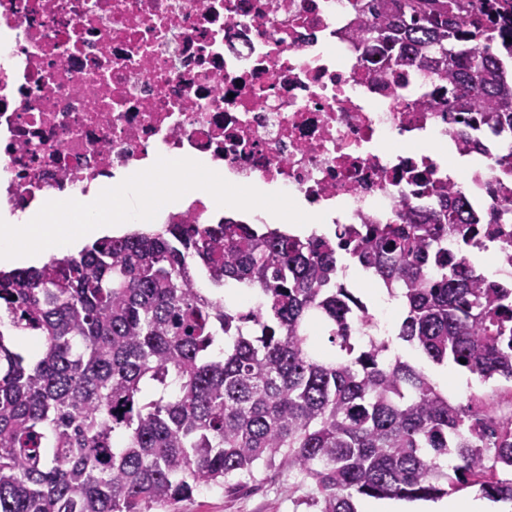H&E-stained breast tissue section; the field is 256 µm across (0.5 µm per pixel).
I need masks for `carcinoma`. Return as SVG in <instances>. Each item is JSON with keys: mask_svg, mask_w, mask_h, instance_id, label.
Listing matches in <instances>:
<instances>
[{"mask_svg": "<svg viewBox=\"0 0 512 512\" xmlns=\"http://www.w3.org/2000/svg\"><path fill=\"white\" fill-rule=\"evenodd\" d=\"M355 9L378 71L444 76L448 111L512 132V0ZM402 220L334 239L177 221L0 272V512H175L261 464L310 483L311 512L462 487L512 503L502 392L451 401L363 327L366 304L336 279L342 252L404 298L403 346L512 382V285L448 256V236L462 248L476 233L465 201ZM231 282L260 311L227 306ZM6 328L38 346L17 352Z\"/></svg>", "mask_w": 512, "mask_h": 512, "instance_id": "obj_1", "label": "carcinoma"}]
</instances>
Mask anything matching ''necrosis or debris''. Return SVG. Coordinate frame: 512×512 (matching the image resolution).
Segmentation results:
<instances>
[{"mask_svg": "<svg viewBox=\"0 0 512 512\" xmlns=\"http://www.w3.org/2000/svg\"><path fill=\"white\" fill-rule=\"evenodd\" d=\"M354 0H0V200L188 157L283 191L337 227L393 224L403 203L462 195L512 282V136L437 109L441 79L382 75Z\"/></svg>", "mask_w": 512, "mask_h": 512, "instance_id": "4bbe7bcc", "label": "necrosis or debris"}]
</instances>
